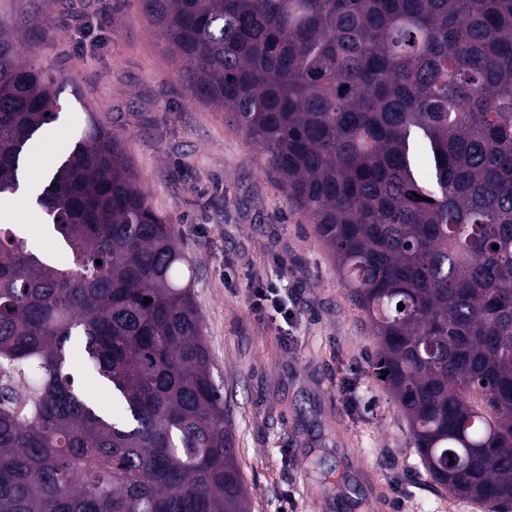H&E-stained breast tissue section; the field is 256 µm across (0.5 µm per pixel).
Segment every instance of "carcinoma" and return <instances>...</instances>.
I'll return each instance as SVG.
<instances>
[{"mask_svg": "<svg viewBox=\"0 0 512 512\" xmlns=\"http://www.w3.org/2000/svg\"><path fill=\"white\" fill-rule=\"evenodd\" d=\"M143 4L336 259L429 479L512 512V0ZM57 81L0 30V195ZM36 204L66 261L0 219V512H250L191 263L93 113ZM74 364L80 371V380L85 391L94 397L101 405L105 407L112 406V396L101 388L93 376L85 372L80 356L75 355Z\"/></svg>", "mask_w": 512, "mask_h": 512, "instance_id": "1", "label": "carcinoma"}]
</instances>
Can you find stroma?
Returning <instances> with one entry per match:
<instances>
[{"mask_svg": "<svg viewBox=\"0 0 512 512\" xmlns=\"http://www.w3.org/2000/svg\"><path fill=\"white\" fill-rule=\"evenodd\" d=\"M82 4L0 0V29L65 82L60 117L30 145L22 170L50 163L78 139L88 113L120 134L194 270L252 512H350V499L372 498L367 470L389 512H465L428 478L404 418L371 375L370 327L313 224L290 208L223 112L189 100L141 0H104L112 26L98 41L77 27ZM0 218L26 229L30 247L59 257L40 210L14 204ZM273 288L291 320L253 308L256 294ZM327 468L345 489L318 481Z\"/></svg>", "mask_w": 512, "mask_h": 512, "instance_id": "obj_1", "label": "stroma"}]
</instances>
